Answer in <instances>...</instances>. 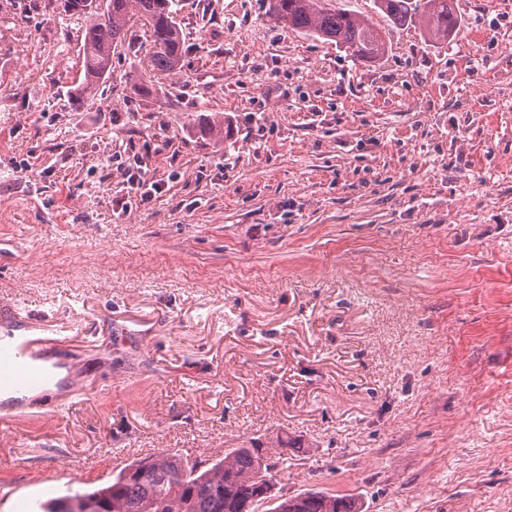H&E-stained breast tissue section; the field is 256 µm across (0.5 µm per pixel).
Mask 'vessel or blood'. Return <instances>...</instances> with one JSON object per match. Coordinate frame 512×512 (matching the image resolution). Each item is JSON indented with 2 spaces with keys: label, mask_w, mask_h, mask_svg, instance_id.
<instances>
[{
  "label": "vessel or blood",
  "mask_w": 512,
  "mask_h": 512,
  "mask_svg": "<svg viewBox=\"0 0 512 512\" xmlns=\"http://www.w3.org/2000/svg\"><path fill=\"white\" fill-rule=\"evenodd\" d=\"M77 334L42 328L16 309H0V424L24 418L31 399L56 408L90 395L89 381H77L75 368L55 380L50 363L74 348Z\"/></svg>",
  "instance_id": "1"
}]
</instances>
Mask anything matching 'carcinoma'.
Masks as SVG:
<instances>
[{
    "label": "carcinoma",
    "instance_id": "carcinoma-1",
    "mask_svg": "<svg viewBox=\"0 0 512 512\" xmlns=\"http://www.w3.org/2000/svg\"><path fill=\"white\" fill-rule=\"evenodd\" d=\"M275 26L331 40L363 61L380 59L388 48V32L370 25L361 14L332 9L325 0H267ZM376 9L395 27L421 20L425 35L441 43L461 28L450 0H374ZM173 0H48V7L85 17L79 80L70 86V98L79 104L95 94L112 75V55L141 25L150 52L142 68L150 86L181 69L184 54L181 30L172 10ZM201 132L224 140V118L209 116ZM262 442L224 449L212 462L184 460L166 450L125 465L112 480L88 491H67L41 505L42 512H75L69 501L85 498L98 502L104 512H241L244 499L288 471L292 458L280 456L272 467L260 462ZM288 512H360L355 499L324 489L309 488L291 495Z\"/></svg>",
    "mask_w": 512,
    "mask_h": 512
}]
</instances>
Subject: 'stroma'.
I'll list each match as a JSON object with an SVG mask.
<instances>
[{
    "label": "stroma",
    "instance_id": "35a3bbf8",
    "mask_svg": "<svg viewBox=\"0 0 512 512\" xmlns=\"http://www.w3.org/2000/svg\"><path fill=\"white\" fill-rule=\"evenodd\" d=\"M328 2L389 31L386 55L274 27L266 0H175L178 75L144 93L149 46L124 45L76 105L84 18L0 0V306L84 323L103 387L0 428V512L107 481L117 450L281 432L310 445L288 492L512 512V7L455 0L433 44Z\"/></svg>",
    "mask_w": 512,
    "mask_h": 512
}]
</instances>
